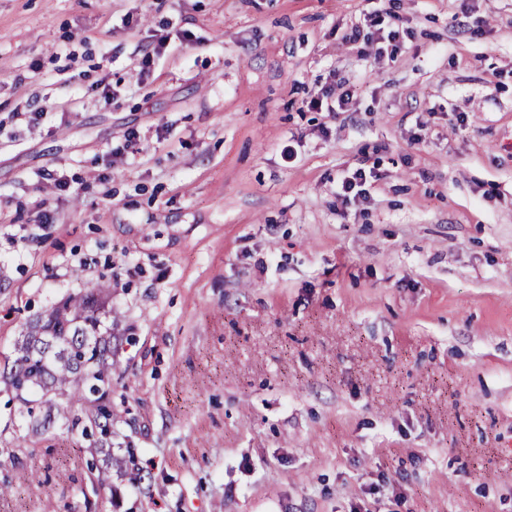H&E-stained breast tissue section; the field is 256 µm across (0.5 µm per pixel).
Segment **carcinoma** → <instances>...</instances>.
I'll return each instance as SVG.
<instances>
[{"mask_svg": "<svg viewBox=\"0 0 512 512\" xmlns=\"http://www.w3.org/2000/svg\"><path fill=\"white\" fill-rule=\"evenodd\" d=\"M110 297L108 286L89 281L82 292L69 296L43 316L25 325L11 368L3 374L7 388L28 404L31 430L39 438L60 422L104 454L101 465L90 464L93 482L112 487V468L133 464L112 459L109 397L116 364L112 361V325L100 315ZM83 407L84 415L72 413Z\"/></svg>", "mask_w": 512, "mask_h": 512, "instance_id": "cac0c4a2", "label": "carcinoma"}]
</instances>
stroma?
<instances>
[{
    "instance_id": "1",
    "label": "stroma",
    "mask_w": 512,
    "mask_h": 512,
    "mask_svg": "<svg viewBox=\"0 0 512 512\" xmlns=\"http://www.w3.org/2000/svg\"><path fill=\"white\" fill-rule=\"evenodd\" d=\"M394 2L377 61L369 0H0V366L111 283L141 470L0 386V512H512V0ZM384 14L377 11L369 17V24H366L365 26L362 27L358 25L351 27L350 31L343 36V44L350 45L352 48H356L361 40H363L364 42L365 40H367L364 43L366 47L371 45V41H376L377 44L387 42L388 44L386 46H378L374 53H372L366 47H360L357 52L360 56L363 57H370L372 54H374L375 60L381 59L386 54L389 57L394 56V54L397 51V40L399 38L400 33L398 27L396 29V22L394 21L395 12L392 11V9H389L385 10ZM384 24L386 25V27L389 28L386 37L384 35H381L375 38V33L372 31L364 33L365 27L368 29L375 28L376 32H383L384 27L382 26ZM347 83L339 82L336 85L338 92L333 87L326 88L321 94L311 97L302 104L308 110L316 112H347L354 97L352 88H344ZM377 177L378 175L372 168L367 170L364 167H357L348 172L341 179L336 196L337 200L341 202L342 206L356 199L368 200V187L372 185V180L375 181Z\"/></svg>"
}]
</instances>
